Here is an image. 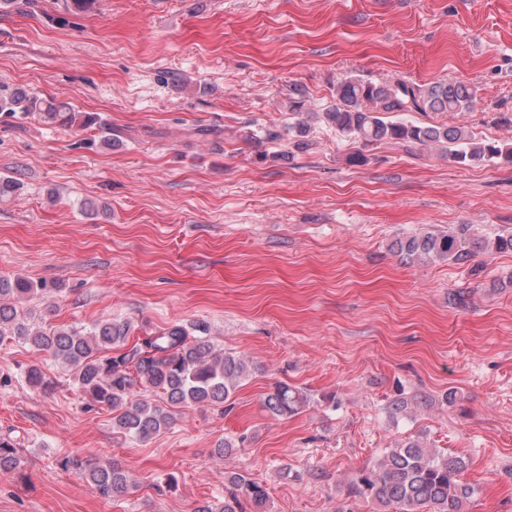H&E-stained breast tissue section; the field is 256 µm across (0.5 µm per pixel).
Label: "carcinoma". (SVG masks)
Segmentation results:
<instances>
[{
  "mask_svg": "<svg viewBox=\"0 0 512 512\" xmlns=\"http://www.w3.org/2000/svg\"><path fill=\"white\" fill-rule=\"evenodd\" d=\"M334 100L322 112L323 120L337 132L362 144L394 142L438 149L448 159L464 164H512V143H490L472 136L463 126L417 124L409 112H471L477 104L475 90L458 80L417 84L403 79L372 81L340 79L333 86ZM303 102L294 103L298 119L288 124L290 144L297 150L311 146L312 113L302 115ZM35 115L60 126L95 129L100 142L111 145L112 128L102 119L75 111L69 103L0 85V115ZM16 178L0 177V198L22 193ZM411 261H462L479 251L512 250V234L486 239L469 224L448 229L425 227L394 243ZM48 285H34L22 278L0 276V345L23 342L46 351L82 389L91 405L112 410V428L134 440L145 441L169 430L178 409L196 405L220 406L249 374L242 355L216 349L205 322H175L132 340L127 320L103 319L88 328L41 329L28 323L24 304ZM311 402L307 392L277 382L263 399L272 415L288 418ZM59 464L84 478L105 501L126 496L134 487L130 474L118 462L92 464L67 455ZM20 466L18 449L0 438V472ZM466 461L441 453L411 439L361 469L348 483L349 495L366 498L395 512H464L477 488L462 479ZM230 490L219 503L207 502L195 512H244L250 507L264 512L268 502L265 485L243 473L229 478Z\"/></svg>",
  "mask_w": 512,
  "mask_h": 512,
  "instance_id": "obj_1",
  "label": "carcinoma"
}]
</instances>
